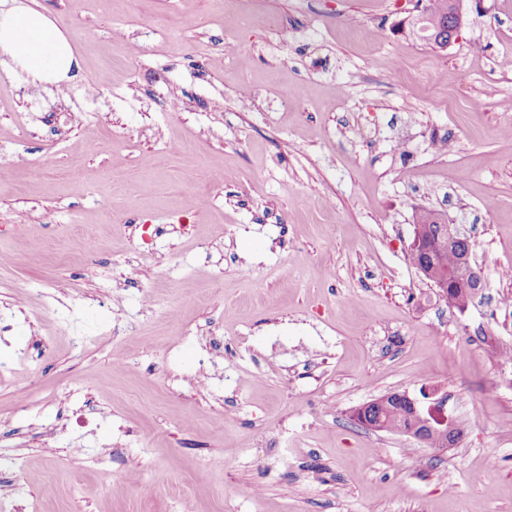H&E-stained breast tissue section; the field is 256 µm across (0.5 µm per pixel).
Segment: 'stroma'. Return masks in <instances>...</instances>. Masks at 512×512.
I'll list each match as a JSON object with an SVG mask.
<instances>
[{"label": "stroma", "instance_id": "35a3bbf8", "mask_svg": "<svg viewBox=\"0 0 512 512\" xmlns=\"http://www.w3.org/2000/svg\"><path fill=\"white\" fill-rule=\"evenodd\" d=\"M35 3L82 75L0 67V512H512V0L445 49L413 0ZM424 385L460 444L350 418ZM437 215V223L440 225V229L437 235L436 246L442 248L448 247V245L453 243H464L466 252L462 258L461 265L454 273L448 274V278L443 272L436 269L433 261L432 265L425 263L423 267L418 266L415 268L422 275L429 288L434 290L438 296H446L448 294L449 300L451 297L448 293V283L453 279L460 278L466 280L469 277H472L473 279L476 278L477 283L479 284V288H482L484 283V275L482 268L479 267L474 261L473 256L475 244L472 239L462 233L457 227V224H453L452 220H449L447 215L442 213H437ZM479 288H476L475 284L468 282L466 285H460L457 289H467L470 291L471 296H474Z\"/></svg>", "mask_w": 512, "mask_h": 512}]
</instances>
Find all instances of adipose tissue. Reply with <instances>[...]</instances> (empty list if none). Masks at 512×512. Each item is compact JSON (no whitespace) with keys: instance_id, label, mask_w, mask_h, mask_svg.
<instances>
[{"instance_id":"ef3b65f1","label":"adipose tissue","mask_w":512,"mask_h":512,"mask_svg":"<svg viewBox=\"0 0 512 512\" xmlns=\"http://www.w3.org/2000/svg\"><path fill=\"white\" fill-rule=\"evenodd\" d=\"M0 61L21 68L36 84L62 82L80 66L71 37L24 0L0 12Z\"/></svg>"}]
</instances>
